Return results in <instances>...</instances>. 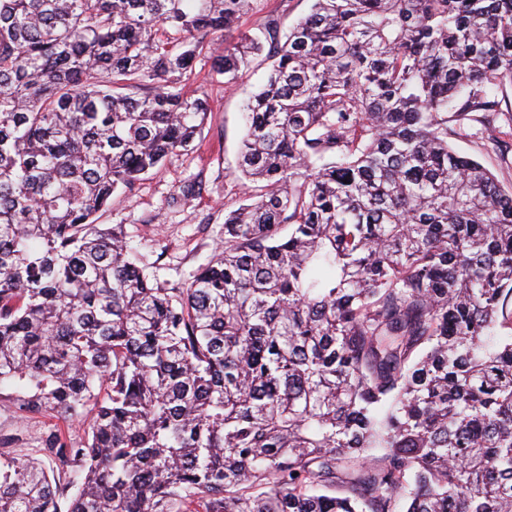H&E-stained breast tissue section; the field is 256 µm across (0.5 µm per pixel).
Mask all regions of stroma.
<instances>
[{
  "instance_id": "35a3bbf8",
  "label": "stroma",
  "mask_w": 512,
  "mask_h": 512,
  "mask_svg": "<svg viewBox=\"0 0 512 512\" xmlns=\"http://www.w3.org/2000/svg\"><path fill=\"white\" fill-rule=\"evenodd\" d=\"M312 0H254L239 22L240 31L259 33L268 18L288 27L307 14ZM197 83L209 94L211 112L193 152L169 158L139 182L130 194H118L99 218L104 226L121 225L131 259L166 288H184L196 271L208 264L224 239V214L243 194L237 169V149L244 132L241 106L262 84L266 69L243 72L232 86L212 74L210 56L193 62ZM454 147L487 166L499 182L512 188V140L489 143L455 139ZM199 183L185 197L184 185ZM47 413L20 411L8 396L0 397V453L23 455L39 447L55 425Z\"/></svg>"
}]
</instances>
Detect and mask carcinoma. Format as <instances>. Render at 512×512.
Segmentation results:
<instances>
[{"instance_id": "obj_1", "label": "carcinoma", "mask_w": 512, "mask_h": 512, "mask_svg": "<svg viewBox=\"0 0 512 512\" xmlns=\"http://www.w3.org/2000/svg\"><path fill=\"white\" fill-rule=\"evenodd\" d=\"M0 0V387L90 418L0 512H512V0ZM244 104L246 198L186 288L98 215ZM509 331L506 336L498 335ZM311 4V0H254L252 10L240 20L233 36L244 31L260 34V28L272 15L280 27L285 29L299 17L309 13ZM461 153L472 156L487 166L505 188H512V140L505 138L498 143L485 139H451Z\"/></svg>"}]
</instances>
